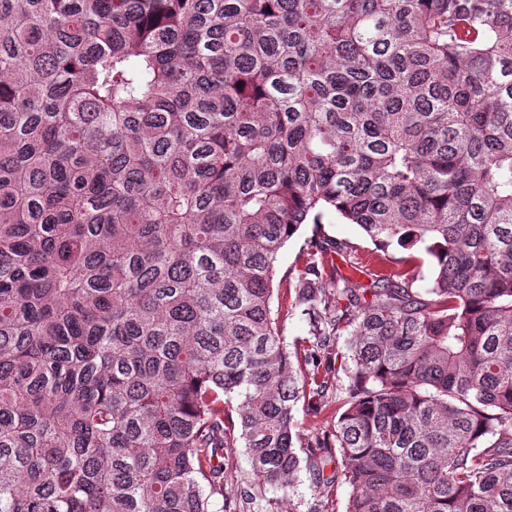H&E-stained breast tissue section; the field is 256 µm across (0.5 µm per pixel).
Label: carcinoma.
<instances>
[{
	"label": "carcinoma",
	"instance_id": "obj_1",
	"mask_svg": "<svg viewBox=\"0 0 512 512\" xmlns=\"http://www.w3.org/2000/svg\"><path fill=\"white\" fill-rule=\"evenodd\" d=\"M428 286L336 278L326 213ZM346 331V409L302 440ZM512 512V0H0V512ZM312 235L320 236L324 239H330L336 242L343 251L340 254H334L329 257L334 265L337 266L338 277H349L357 279L362 284H370L373 275L393 276L394 279H403L401 276L407 272L409 275L415 274L413 288H424L430 277V264L428 259L419 253L406 251L394 245L385 251L378 250L356 226L355 224H345L335 215H326L323 224H305L302 226L299 234L290 240L282 249L277 282L283 278L289 279L290 273L296 264L302 261L299 259V252L304 248L305 240ZM413 253L415 256L423 257L424 261L419 266L417 261L407 258ZM380 255L381 257H378ZM294 299L293 288L291 293L288 290V284L284 281L280 291H275L274 306L281 309V334L287 344L288 349L293 351L295 343H302L311 336V324L308 316L302 314V308L292 309L291 305ZM288 312V316L286 313ZM232 466L224 474V496L211 497L214 512H344L352 488L340 477L338 484L327 487L303 469L294 485L285 490L266 489L254 494L252 468L244 448L229 451ZM251 492V493H250Z\"/></svg>",
	"mask_w": 512,
	"mask_h": 512
}]
</instances>
